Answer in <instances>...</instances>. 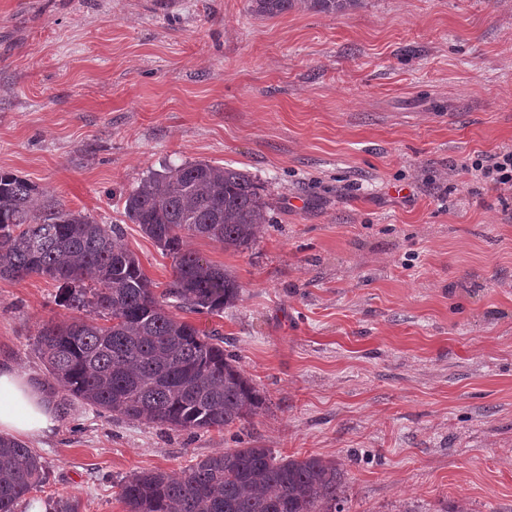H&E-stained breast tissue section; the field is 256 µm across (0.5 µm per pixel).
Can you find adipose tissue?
Listing matches in <instances>:
<instances>
[{"instance_id":"1","label":"adipose tissue","mask_w":512,"mask_h":512,"mask_svg":"<svg viewBox=\"0 0 512 512\" xmlns=\"http://www.w3.org/2000/svg\"><path fill=\"white\" fill-rule=\"evenodd\" d=\"M58 425L46 387L11 366H0V433L36 440L51 436Z\"/></svg>"}]
</instances>
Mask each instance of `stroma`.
<instances>
[{
    "label": "stroma",
    "mask_w": 512,
    "mask_h": 512,
    "mask_svg": "<svg viewBox=\"0 0 512 512\" xmlns=\"http://www.w3.org/2000/svg\"><path fill=\"white\" fill-rule=\"evenodd\" d=\"M512 148V0H0V170L119 224L156 291L173 258L124 215L168 166L249 172L274 203L246 251L190 240L241 286L219 332L266 398L243 432L172 430L57 391L32 448L80 512L122 479L243 445L346 474L347 512H512V194L462 164ZM43 276L0 281V362L39 378ZM249 9L258 15L274 17L292 10L346 15L361 0H248Z\"/></svg>",
    "instance_id": "stroma-1"
}]
</instances>
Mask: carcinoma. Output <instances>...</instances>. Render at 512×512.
<instances>
[{
    "mask_svg": "<svg viewBox=\"0 0 512 512\" xmlns=\"http://www.w3.org/2000/svg\"><path fill=\"white\" fill-rule=\"evenodd\" d=\"M258 15L292 10L346 15L361 0H248ZM273 204L247 172L208 162L153 173L130 191L125 214L174 260L161 295L124 244L118 224L65 208L38 186L0 172V280L43 275L75 315L39 327L35 350L72 398L121 418L168 428H246L265 398L224 353L168 307L220 314L240 296L226 268L184 248L206 238L244 251L265 230ZM47 479L41 457L0 437V512H17ZM346 478L331 461L232 448L178 473L142 471L123 481L127 512H345Z\"/></svg>",
    "mask_w": 512,
    "mask_h": 512,
    "instance_id": "1",
    "label": "carcinoma"
}]
</instances>
